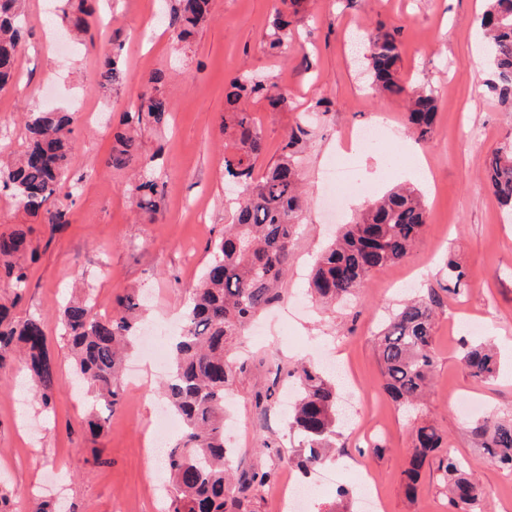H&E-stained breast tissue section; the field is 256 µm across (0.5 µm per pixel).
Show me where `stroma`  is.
<instances>
[{"mask_svg": "<svg viewBox=\"0 0 512 512\" xmlns=\"http://www.w3.org/2000/svg\"><path fill=\"white\" fill-rule=\"evenodd\" d=\"M163 0H101L94 45L48 24L56 0H25L19 80L0 90V148L20 152L28 143L26 115L47 109L75 113L76 148L66 191L55 197L67 222L59 227L27 215L0 194V233L24 231L39 256L14 313L42 323L54 362L59 396L52 414L32 400L25 376L0 380V484L15 489V512L29 500L59 501L66 512H161L167 501L163 468L148 469V442L160 402L163 373L152 350L134 346L127 365L148 373L142 388L121 380L119 401L104 429L84 428L90 394L74 384L73 359L61 309L89 284L100 309H112L126 289L147 298L144 319L158 332L161 349L181 316L191 287L202 274L209 247L232 214L224 186V89L241 73L273 77L288 90L290 106L267 111L248 101L265 139L257 166L278 154L283 135L300 115L315 135L303 157L307 206L298 226L285 301L261 313L239 344L247 369L228 399L224 429L233 475L267 471L270 481L252 498V512H278L281 479L309 484L310 512H327L336 490L355 488L371 471L385 512H448V494L435 472L425 471L415 498H407L401 472L415 427L435 424L479 482L481 512H512V473L485 458L471 443L452 404L461 396L490 410L512 413V213L482 179L491 154L512 145V112L492 94L489 66L478 37L483 0H305L286 55L265 50L270 20L280 0H213L211 20L189 43L173 46L159 22ZM401 24V76L405 84H429L438 92L430 138L419 142L406 127L400 98L372 95L362 74L361 48L353 39L364 28ZM116 55L119 85H99L102 54ZM161 74L170 102L166 126L136 127L140 173L158 186L156 212L140 211L126 192L131 173L112 168L114 135L134 111L145 80ZM387 115L390 127L378 145L362 144L345 156L354 131ZM419 153L423 170L394 169L374 182L381 193L410 181L428 204L425 229L401 262L374 273L366 288L345 302L325 306L311 296L308 278L316 257L364 202L345 193L330 211L322 175L352 161L356 178L372 166L374 148ZM466 265V295H444L434 326L435 372L430 393L410 412L384 393L374 337L407 297L442 292L446 264ZM493 340L501 357L497 378L478 382L460 362L462 342ZM334 357L337 384L349 418L337 429L338 451L311 476L287 459L301 446L290 428L284 401L291 385L276 375L285 364L306 360L326 367ZM282 448L283 457L263 450Z\"/></svg>", "mask_w": 512, "mask_h": 512, "instance_id": "stroma-1", "label": "stroma"}]
</instances>
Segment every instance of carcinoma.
Masks as SVG:
<instances>
[{"mask_svg":"<svg viewBox=\"0 0 512 512\" xmlns=\"http://www.w3.org/2000/svg\"><path fill=\"white\" fill-rule=\"evenodd\" d=\"M20 0H0V90L13 80L22 39ZM266 45L281 52L288 47L292 17L300 0H281ZM210 14V0H176L162 14L165 31L178 44L202 27ZM92 15L87 0H77L65 18L80 32L89 30ZM480 28L487 41L490 68L488 89L503 104L512 105V0H486ZM400 28L377 26L363 35L373 95L404 98L410 132L419 141L433 131L437 91L429 85L411 90L400 75ZM122 80L116 59L105 57L99 66L104 87ZM162 76L149 79L137 110L125 124L166 121L169 103L161 90ZM256 99L270 112L288 108V91L274 79L241 75L225 89L224 133L230 153L224 157V178L237 186L232 221L215 241L211 258L192 289L184 327L171 351L168 378L160 386L168 408L179 416L183 431L167 448L165 468L172 486L167 512H250V494L266 484L270 472L257 471L238 484L232 482L230 453L224 447V397L246 364L234 361L229 348L261 311L281 302V284L287 276L293 239L304 199L300 186L302 154L312 136L311 125L299 119L285 134L275 160L262 173L256 164L265 150L260 126L245 101ZM73 118L67 112H39L28 117L29 142L11 163L0 162V188L14 196L27 212L44 214L46 224H65L66 212L51 206L62 188L69 157L76 142ZM108 163L116 169L137 171L142 164L131 134L117 136ZM489 189L500 204L512 208V150L494 151L485 167ZM128 193L136 207L156 211L157 185L134 179ZM427 223L422 193L404 182L362 206L352 223L317 259L310 276L311 293L321 302L336 300L365 287L372 274L407 257ZM36 252L26 251L21 230L0 233V280L17 290L26 287ZM469 271L448 260V295H464ZM93 292L63 309V327L74 359V374L88 388L93 405L112 412L117 404L123 354L135 337L143 307L142 296L131 288L116 301L110 314L95 311ZM439 299L434 294L409 300L395 309L377 336L384 389L401 407L418 405L430 388L435 368L434 317ZM461 361L477 381L498 376L501 362L489 345L464 346ZM20 370L26 373L43 411L53 409L58 395L51 358L41 323L31 317L13 318L0 305V378ZM296 380L298 399L288 417L303 438L296 465L306 475L327 459L333 449L336 424L341 419L336 384L312 364L300 363L287 371ZM473 443L489 462L512 471V418L485 417L469 427ZM444 434L430 423L418 427L402 481L408 497L416 495L424 467L436 463L439 482L448 489L454 512H477L482 490L467 474L453 451L442 452Z\"/></svg>","mask_w":512,"mask_h":512,"instance_id":"cac0c4a2","label":"carcinoma"}]
</instances>
